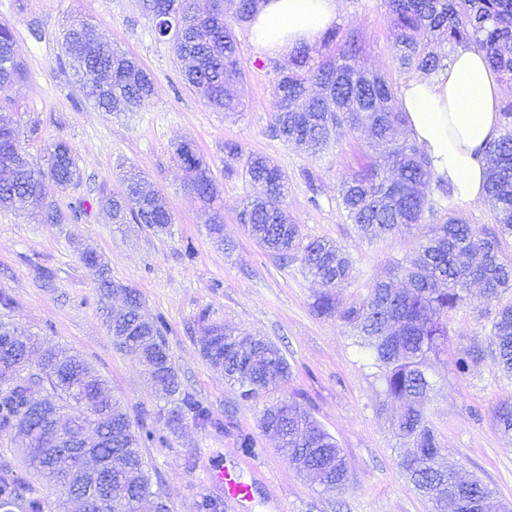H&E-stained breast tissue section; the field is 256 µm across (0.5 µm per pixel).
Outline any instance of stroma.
<instances>
[{"instance_id": "35a3bbf8", "label": "stroma", "mask_w": 512, "mask_h": 512, "mask_svg": "<svg viewBox=\"0 0 512 512\" xmlns=\"http://www.w3.org/2000/svg\"><path fill=\"white\" fill-rule=\"evenodd\" d=\"M77 19L88 20L153 75L154 94L141 111L105 112L86 97L60 47L64 29ZM0 22L12 28L23 68L7 92L9 110L22 125L37 127L23 138L24 148L38 160L49 145L66 142L81 172L65 191L45 184L48 199L60 209H81L78 221L38 224L0 210V291L14 302L8 318L79 354L136 424L153 419L163 402L137 356L118 350L103 325L99 284L80 260L83 248L97 251L119 286L110 298L113 310L121 309L120 290L128 287L141 294L145 316L164 318L181 381L214 419L204 428L186 422L167 444L144 451L171 512H196L202 496H223L214 476L232 460L253 486L252 512H431L398 466V403L385 400L367 353L354 345L349 329L313 313L321 284L307 279L299 262L285 263L260 249L240 224V211L260 186L250 185L242 172H224V145L234 142L244 153L269 157L287 174L285 207L303 234L335 241L354 260L352 276L334 290L347 304L364 297L373 281L386 276L390 260L412 255L420 241L419 232L405 229L368 240L347 219L338 188L367 162L366 134H344L316 156L276 136V58L256 51L246 27L235 30L242 106L225 114L185 84L171 45L156 39L138 0H0ZM336 25L359 33L365 66L386 74L394 88L416 77V70L398 66L383 0H339ZM183 141L193 143L220 190L223 245L214 243L202 205L174 159ZM131 166L165 198L172 214L167 233L140 224L117 232L98 207L100 196L122 191V172ZM40 266L53 271L50 283L38 280ZM211 323L276 343L291 367L287 383L257 400H241L223 371L200 353L199 337ZM488 330L470 308L451 314L448 354L429 369L427 411L441 439V458L495 490L492 512H512V441L499 434L493 418L494 406L512 399V380L489 357L467 375L453 367V354L485 344ZM286 397L307 408L343 449L349 462L343 488L298 474L277 451L276 440L261 431L264 408ZM242 432L255 437L253 454L238 448Z\"/></svg>"}]
</instances>
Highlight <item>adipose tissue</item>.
Listing matches in <instances>:
<instances>
[{
  "mask_svg": "<svg viewBox=\"0 0 512 512\" xmlns=\"http://www.w3.org/2000/svg\"><path fill=\"white\" fill-rule=\"evenodd\" d=\"M338 0H262L250 25L257 51L287 54L313 44L335 24ZM502 87L484 55L458 52L449 70L416 77L401 89L407 129L431 158L437 177L457 197L483 194L487 161L483 147L497 135Z\"/></svg>",
  "mask_w": 512,
  "mask_h": 512,
  "instance_id": "1",
  "label": "adipose tissue"
}]
</instances>
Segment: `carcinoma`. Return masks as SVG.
<instances>
[{"label":"carcinoma","mask_w":512,"mask_h":512,"mask_svg":"<svg viewBox=\"0 0 512 512\" xmlns=\"http://www.w3.org/2000/svg\"><path fill=\"white\" fill-rule=\"evenodd\" d=\"M396 31L394 50L403 69L426 76L453 62L449 53L477 49L485 52L500 80L512 81V0H384ZM157 38L172 45L186 84L210 105L224 112L240 106L227 85L241 75L234 25L252 22L259 0H213L209 13H197L194 0H142ZM62 48L78 81L95 84V105L105 112H136L154 93V78L136 60L102 40L82 20L71 23ZM363 45L354 31L331 29L324 44L302 45L283 64H275L273 128L286 143L313 153L327 150L331 135L362 129L370 147L389 144L383 157L352 173L341 185L343 209L351 223L367 237L382 236L399 226L418 228L425 214L434 212L427 188L436 182L429 156L413 141L396 140L406 113L393 85L361 63ZM16 40L6 24H0V93L21 76ZM499 135L484 147L488 159L485 201L497 230L488 233L469 224L454 211L430 224L414 258L397 261L392 277L375 281L365 298L342 305L331 289L350 276L353 260L340 246L326 239L307 238L284 208L288 176L267 157L242 156L236 144L224 145L228 159L243 160L246 177L264 187L263 196L248 203L240 221L257 245L281 261L297 255L303 273L319 280L325 291L312 303L313 311L336 320L353 332L355 344L370 352L386 399L402 402L396 433L406 447L399 467L417 493L432 505V512H482L492 490L478 479H464L438 459L440 441L427 414L432 385L427 369L431 358L448 352L450 313L468 303L473 282L482 286L484 301L472 305L490 323L487 345L457 353L454 369L461 375L489 355L501 371L512 377V260L503 242L512 238V99L501 102ZM21 126L12 114L0 111V165L23 151ZM175 158L194 173L189 190L203 203L206 223H224L216 205L220 191L209 167L192 143L175 148ZM29 170L8 185L0 184V209L36 212L41 224L68 220L57 206L40 203V183L50 179L65 189L80 179L71 148L57 142L42 162L28 159ZM124 182L132 189L125 198L103 195L98 204L114 224H143L164 233L172 216L152 183L139 173L128 172ZM84 265L100 278L109 292L107 278L91 251L81 252ZM495 307H490L492 302ZM130 336L113 335L121 350L155 354L158 369L148 372L155 389L175 398L155 422L176 428L185 416L206 425L210 410L182 384L169 355L167 327L162 320L146 319ZM39 336L29 335L14 352L0 354V440L34 434L24 448V461L14 464L8 449L0 448V512H65L77 503L83 470L91 460L115 459L111 471L113 496L98 494L85 499L84 512H169L162 484L153 480L143 447L163 444L164 435L153 426L133 425L105 381L78 356L48 346L42 373L24 375V360L32 356ZM224 376L241 398H258L271 384L286 382L289 366L280 349L261 336H240L224 329ZM502 435L512 440V402L493 410ZM263 432L279 440V451L299 472H315L328 487L342 488L348 480V461L343 450L318 421L297 401L285 398L266 407L260 419ZM101 427L109 438L96 448H83L85 434ZM40 478L54 495L33 484Z\"/></svg>","instance_id":"1"}]
</instances>
